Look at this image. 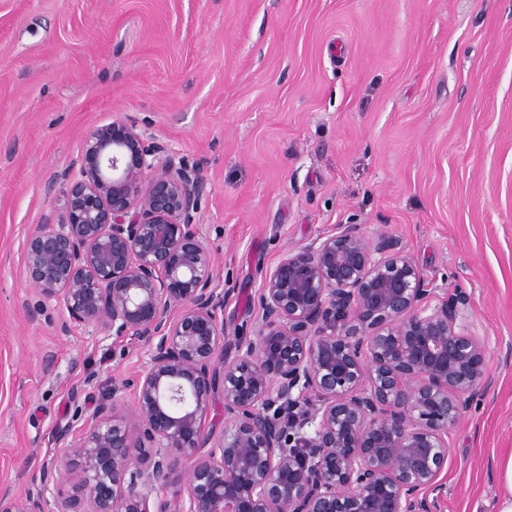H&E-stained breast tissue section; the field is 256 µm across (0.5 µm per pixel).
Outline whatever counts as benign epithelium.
<instances>
[{
  "label": "benign epithelium",
  "mask_w": 512,
  "mask_h": 512,
  "mask_svg": "<svg viewBox=\"0 0 512 512\" xmlns=\"http://www.w3.org/2000/svg\"><path fill=\"white\" fill-rule=\"evenodd\" d=\"M54 179L26 280L148 361L131 417L114 389L58 431L52 512H437L448 430L490 386L467 291L429 287L394 236L338 224L280 256L252 333L230 334L196 170L119 117ZM185 463L184 494L159 498ZM0 512L45 510L5 492Z\"/></svg>",
  "instance_id": "1"
}]
</instances>
